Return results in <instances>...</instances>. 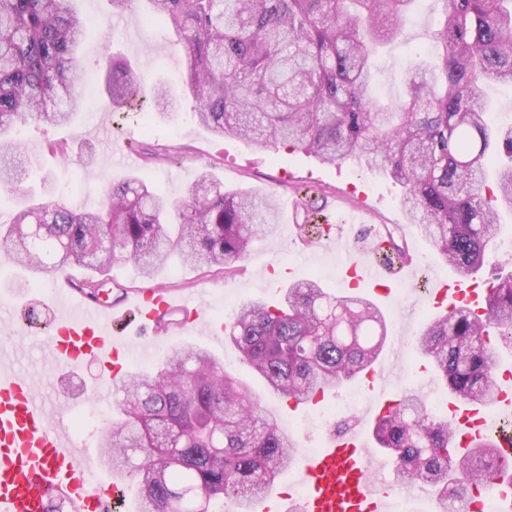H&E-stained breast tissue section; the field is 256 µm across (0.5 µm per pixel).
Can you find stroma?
Listing matches in <instances>:
<instances>
[{
	"mask_svg": "<svg viewBox=\"0 0 512 512\" xmlns=\"http://www.w3.org/2000/svg\"><path fill=\"white\" fill-rule=\"evenodd\" d=\"M81 12L93 20L96 29L83 45L81 57L86 71L88 93L93 101L90 110L79 113L71 125L60 128L29 122L15 132L20 144H48L68 141L70 156L60 160L50 153L27 162L29 176L25 188L35 193L52 190L64 196L77 208H101L110 184L129 175L146 179L154 191L170 199L180 198L186 185L201 170H209L224 182L226 190L253 188L273 196L277 205V231L254 242L249 255L237 262L232 275L216 269H200L175 263L160 269L153 278H143L130 263H117L109 270L124 289L163 288L198 299L211 320L210 327L195 326L184 331L172 330L166 341L153 339L150 330L130 328V342L121 360L127 371L150 372L163 360L175 343H188L206 348L218 356L227 371L248 382L259 395L265 409L276 419L282 431L291 437L297 448H319L327 428L311 426L313 418L333 409L337 397L328 395L319 403L307 402L289 407L286 400L271 395L264 382L240 359L237 349L223 337L212 335L211 327L223 325L225 297L235 303L277 296L274 281L265 267L266 254H276L282 268L290 272V280L317 278L324 288L343 295L367 294L366 286L352 287L340 280L337 267L352 241L342 238L334 246H321L317 231L311 224L299 229L287 226L293 204L298 203L297 188L315 191L313 201L328 216V203H340L344 210H366V221L358 225L357 237L366 238L373 225H385L397 232V241L409 253H429L431 246L410 224L400 203L401 188L392 180L376 174L360 172L352 164L332 166L301 150L283 149L272 153L235 137L219 138L199 125L194 117V103L182 93L181 77L185 68L183 54L175 47L174 32L159 23H150L144 9L125 15L112 13L109 0H80ZM437 0H422L415 14L407 21L402 35L387 46L376 60L377 96L397 105L404 98L403 74L414 68L421 53L431 43L434 20L439 14ZM119 56L139 68L144 76L143 90L154 97L157 87L166 86L177 94L178 102L172 118L156 122L147 129L136 122H124L112 115L103 102L101 71L111 56ZM133 140L140 144L137 152H129L126 161H119L112 152L114 141ZM94 153L97 162L84 168L86 153ZM87 269L49 268L32 287H24L26 274L0 255V338L7 336L18 359L16 369L28 378L37 394L53 404H63L70 411L75 425L71 437L89 452L91 464L99 462L102 425L98 419L100 406L92 398L102 382L97 363L78 369L55 367L36 337L13 334L11 317L14 311L49 304L55 283L66 276L82 278ZM389 341L386 349L395 347V336H418L431 315L425 303H418L414 314L385 304ZM400 351L404 367L419 369L422 382L418 395L424 397L435 414L448 413L447 390L436 381L433 369L424 365L413 348Z\"/></svg>",
	"mask_w": 512,
	"mask_h": 512,
	"instance_id": "35a3bbf8",
	"label": "stroma"
}]
</instances>
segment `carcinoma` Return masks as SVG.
Returning <instances> with one entry per match:
<instances>
[{
  "mask_svg": "<svg viewBox=\"0 0 512 512\" xmlns=\"http://www.w3.org/2000/svg\"><path fill=\"white\" fill-rule=\"evenodd\" d=\"M78 0H0V190L24 197L0 224V252L37 277L61 265L103 270L118 261L151 276L173 257L229 274L275 228L266 196L229 193L201 173L178 200L131 176L100 211L24 192V161L6 133L30 120L70 124L89 104L80 45L93 23ZM150 19L178 36L194 115L215 136L276 152L299 149L330 165L351 162L403 189L411 223L463 276L489 259L512 212V123L490 119L481 87L512 85V0H439L435 54L406 79L390 106L370 93L374 57L393 43L416 0H147ZM143 76L112 58L106 106L125 117L165 116L170 91L142 100ZM476 314L458 308L427 321L415 351L454 397L486 405L494 343L512 345V272L495 275ZM225 339L271 392L296 402L353 382L384 349V314L361 295L295 281L271 304L250 300L224 324ZM119 417L101 431V463L137 480L139 512H203L221 500L236 512L267 495L291 466L295 445L251 388L209 351L179 344L150 374L113 384ZM395 456L401 485L426 483L463 512L468 494L504 473L489 439L454 446L453 426L412 395L375 425Z\"/></svg>",
  "mask_w": 512,
  "mask_h": 512,
  "instance_id": "1",
  "label": "carcinoma"
}]
</instances>
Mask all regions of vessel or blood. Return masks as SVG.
Masks as SVG:
<instances>
[{
    "label": "vessel or blood",
    "instance_id": "obj_1",
    "mask_svg": "<svg viewBox=\"0 0 512 512\" xmlns=\"http://www.w3.org/2000/svg\"><path fill=\"white\" fill-rule=\"evenodd\" d=\"M378 246L347 253L343 276L351 285H369L384 301H394L410 276L411 260L393 264L375 262ZM56 292L66 297L70 313L59 314L44 347L52 360L67 368L95 362L120 372L116 359L127 345V338L112 330L114 318L133 314L139 326H160L165 316L183 313L191 322L207 317L189 298L179 299L156 288L127 293L106 302L91 299L71 278L57 281ZM483 293L474 280L449 274L435 280L426 301L438 314L456 305L479 308ZM404 376L395 372L385 388L375 391L361 420L376 422L392 406L389 390H403ZM455 421L454 441L466 448L477 437L495 434L496 415L480 408L449 402ZM64 407L48 406L34 394L28 380L10 368V358L0 351V512H44L48 498H62L73 512H102L108 498H122L123 480L101 482L79 454L62 427ZM385 456L371 445L361 428L328 435L316 453L299 457L297 470L307 494L301 502L271 496L256 503L252 512H388L386 494L373 479V469Z\"/></svg>",
    "mask_w": 512,
    "mask_h": 512
}]
</instances>
